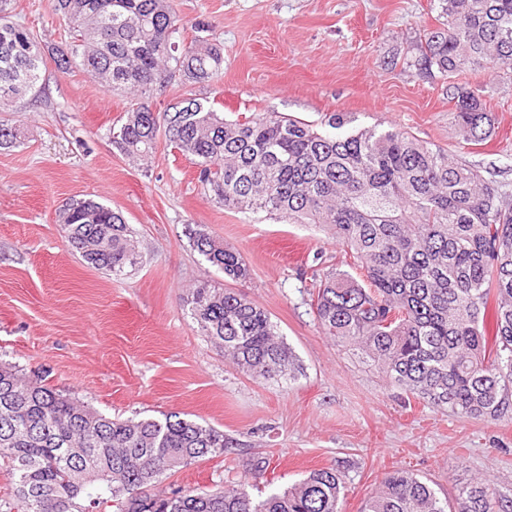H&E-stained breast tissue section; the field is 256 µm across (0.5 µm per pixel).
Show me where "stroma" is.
I'll use <instances>...</instances> for the list:
<instances>
[{
  "label": "stroma",
  "mask_w": 512,
  "mask_h": 512,
  "mask_svg": "<svg viewBox=\"0 0 512 512\" xmlns=\"http://www.w3.org/2000/svg\"><path fill=\"white\" fill-rule=\"evenodd\" d=\"M432 0H170L191 40L196 22L224 47L214 82L168 83L158 107L186 95L233 118L277 112L320 125L346 113L352 125L410 133L512 185V68L467 69L445 81L411 67ZM12 21L42 44L68 40L49 0H8ZM43 91L0 124L20 146L0 148V361L19 367L111 417L176 413L224 432L232 446L163 479L162 489L212 490L246 478L252 495L333 466L346 482L342 512H364L388 472L403 468L451 499L480 479L512 498V419L460 418L407 398L373 363L326 336L310 307L315 275L342 250L311 224L224 209L197 169L166 143L134 161L110 128L130 104L89 74L48 66ZM477 85L494 121L489 138L463 140L449 84ZM95 199L123 214L138 251L135 271L114 276L66 243L60 207ZM238 249L241 281L198 254L189 230ZM210 283L266 309L290 349V378L240 372L200 336L183 300Z\"/></svg>",
  "instance_id": "35a3bbf8"
}]
</instances>
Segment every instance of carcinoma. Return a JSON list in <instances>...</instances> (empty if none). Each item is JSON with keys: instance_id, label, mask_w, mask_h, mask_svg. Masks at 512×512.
<instances>
[{"instance_id": "obj_1", "label": "carcinoma", "mask_w": 512, "mask_h": 512, "mask_svg": "<svg viewBox=\"0 0 512 512\" xmlns=\"http://www.w3.org/2000/svg\"><path fill=\"white\" fill-rule=\"evenodd\" d=\"M70 40L45 48L7 15L0 0V110L42 90L46 58L80 69L133 96L112 128V146L135 160L159 135L199 170V181L228 210L266 213L328 230L348 266L314 279L311 306L324 334L355 346L406 394L461 417L512 418V192L466 161L415 136L376 126L346 128L341 112L321 129L276 112L228 119L205 102L163 134L154 111L162 68L182 84L219 79L224 49L198 36L185 43L169 0H51ZM439 26L424 33L413 61L444 79L469 67L512 66V0H435ZM463 138L490 136L478 86H455ZM69 246L115 276L137 265L120 212L71 198L59 212ZM196 250L232 280L249 268L241 253L203 233ZM198 332L239 370L285 377L292 354L269 313L230 288L198 286L184 300ZM224 432L176 414L112 418L61 390L0 363V464L14 480L7 512H341L343 475L311 471L298 484L254 498L232 488L143 493L176 470L221 456ZM71 448L84 449L73 457ZM365 512H512L490 483L452 501L405 469L386 475Z\"/></svg>"}]
</instances>
